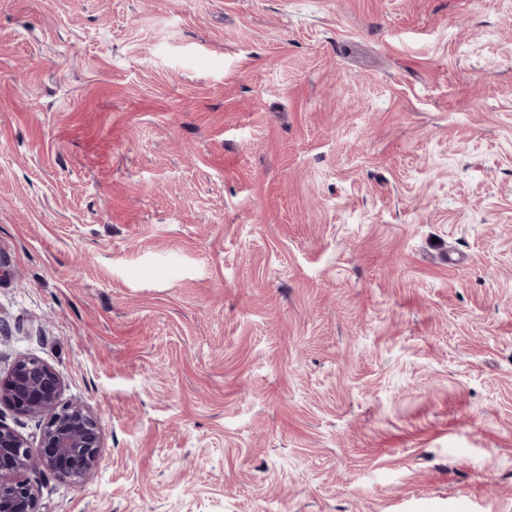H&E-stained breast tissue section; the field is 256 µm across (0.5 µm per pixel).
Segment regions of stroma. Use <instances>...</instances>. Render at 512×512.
Returning a JSON list of instances; mask_svg holds the SVG:
<instances>
[{"label":"stroma","mask_w":512,"mask_h":512,"mask_svg":"<svg viewBox=\"0 0 512 512\" xmlns=\"http://www.w3.org/2000/svg\"><path fill=\"white\" fill-rule=\"evenodd\" d=\"M0 262L40 512H512V0H0ZM61 378L49 364L19 358L0 377V407L42 422L34 453L27 440L0 420V511L38 512V487L28 473L39 469L78 482L95 471L103 458L100 426L93 412L60 400Z\"/></svg>","instance_id":"obj_1"}]
</instances>
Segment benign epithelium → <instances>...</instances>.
<instances>
[{"mask_svg":"<svg viewBox=\"0 0 512 512\" xmlns=\"http://www.w3.org/2000/svg\"><path fill=\"white\" fill-rule=\"evenodd\" d=\"M61 385L53 367L31 357L16 360L0 377V406L42 422L36 453L21 434L0 422V512H37L39 490L28 476L34 469L78 482L101 464L97 418L82 404L61 402Z\"/></svg>","mask_w":512,"mask_h":512,"instance_id":"7a95c632","label":"benign epithelium"}]
</instances>
